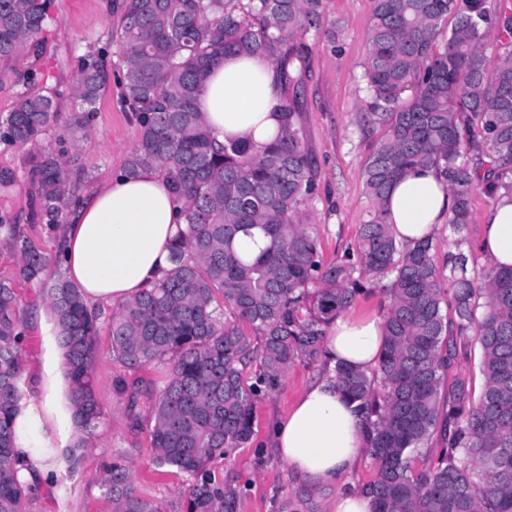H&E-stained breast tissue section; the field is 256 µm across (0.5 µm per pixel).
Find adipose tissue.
Wrapping results in <instances>:
<instances>
[{
  "mask_svg": "<svg viewBox=\"0 0 512 512\" xmlns=\"http://www.w3.org/2000/svg\"><path fill=\"white\" fill-rule=\"evenodd\" d=\"M283 104L279 74L271 60L255 54L225 55L210 70L196 107L217 143L242 141L261 147L280 130ZM453 207L448 182L431 165L407 171L387 201L396 238L412 248L447 223ZM172 181L152 167L132 177L118 173L84 193L68 213L55 250L89 310L126 302L170 266L169 245L180 224ZM482 251L490 267H512V201L501 199L485 213ZM384 346L376 317H340L328 328L329 366L344 363L367 371ZM369 445L360 417L325 374L303 393L274 430L273 449L301 482L334 490L328 512H372L367 496L346 487L344 478Z\"/></svg>",
  "mask_w": 512,
  "mask_h": 512,
  "instance_id": "1",
  "label": "adipose tissue"
}]
</instances>
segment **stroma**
I'll list each match as a JSON object with an SVG mask.
<instances>
[{
  "label": "stroma",
  "mask_w": 512,
  "mask_h": 512,
  "mask_svg": "<svg viewBox=\"0 0 512 512\" xmlns=\"http://www.w3.org/2000/svg\"><path fill=\"white\" fill-rule=\"evenodd\" d=\"M108 0H51L40 57L25 58L16 70L0 75V117L11 111L24 86L21 74H41L47 87L59 95L63 110L46 146L70 169L83 171L86 186L120 172L137 140L134 112L121 101L116 75L122 51L116 38L117 18ZM371 0H324V25H335L337 36L307 35L310 46L306 79L299 100L303 142L317 170L318 197L304 211L319 241L324 261L330 262L354 246L358 231L369 217L371 203L363 173L372 144L381 131L365 125L362 113L368 97L363 78L368 56ZM102 51L109 78L90 125L68 133L73 115L72 86L82 56ZM27 155L0 142V173L15 176L0 188V216L21 225L31 242L53 255L52 241L42 224L32 222L31 186L26 176ZM29 340L22 352L24 417L21 422L31 448L33 466L49 462V475L39 477V491L28 512H114L103 488L108 468L116 461L130 465L138 495L160 503L165 512H185L186 484L175 470L159 472L153 463L148 421L133 422L128 398L115 388L124 368L113 357L108 334H100L92 362L103 421L90 436H82L66 408L67 381L62 352L51 317L29 322ZM323 375L321 364L295 362L279 389L260 397L254 408V434L249 444L230 459L214 462L218 481L239 491L235 512H289L288 501L303 486L271 448L274 423L293 408L308 385ZM85 439V454L76 467L63 460V451Z\"/></svg>",
  "instance_id": "obj_1"
}]
</instances>
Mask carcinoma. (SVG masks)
Masks as SVG:
<instances>
[{
	"label": "carcinoma",
	"mask_w": 512,
	"mask_h": 512,
	"mask_svg": "<svg viewBox=\"0 0 512 512\" xmlns=\"http://www.w3.org/2000/svg\"><path fill=\"white\" fill-rule=\"evenodd\" d=\"M48 0H0V67L39 53ZM122 62V100L136 112L138 139L124 173L151 166L185 198L184 229L171 267L152 288L119 305L108 322L112 356L138 372L166 365L156 388L118 380L132 420L153 422L155 462L187 477L188 512H234L237 490L210 465L248 443L257 397L274 393L298 360L323 357L330 324L362 292L366 277L386 296L384 349L366 373L338 364L336 384L366 425L373 481L359 492L374 512H512V267L477 270L462 249L472 196L512 201V8L501 0H372L364 79V121L382 131L365 166L370 218L355 247L323 261L302 207L317 190L294 101L310 50L303 36L322 26V0H111ZM500 49L489 67L484 41ZM260 53L278 67L288 99L273 141L215 147L196 108L211 65L226 54ZM107 81L103 55L82 58L72 128L84 129ZM61 112L58 93L32 82L0 120V140L31 154L33 218L53 238L84 180L42 149ZM434 165L448 179V225L456 250L442 264L433 241L400 245L387 221L392 183ZM261 234L255 256L240 235ZM0 241L20 256V279L43 284L62 350L72 422L84 434L102 412L92 361L100 314L18 224ZM25 327L17 284L0 278V512H26L39 486L15 448L23 395ZM482 351L484 387L475 395L448 370ZM257 363L254 381L243 372ZM434 460L414 455L433 438ZM105 493L115 512H162L139 496L129 466L114 462Z\"/></svg>",
	"instance_id": "cac0c4a2"
}]
</instances>
